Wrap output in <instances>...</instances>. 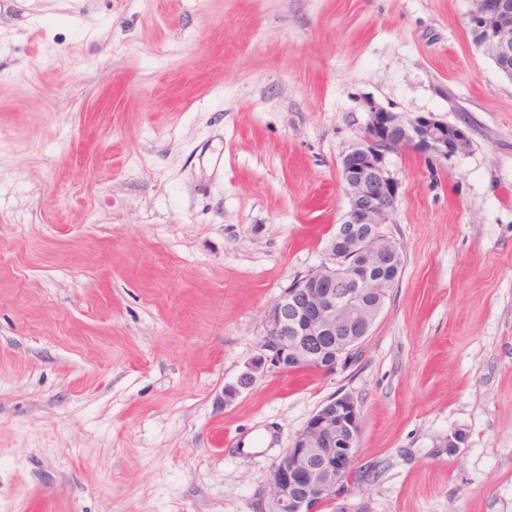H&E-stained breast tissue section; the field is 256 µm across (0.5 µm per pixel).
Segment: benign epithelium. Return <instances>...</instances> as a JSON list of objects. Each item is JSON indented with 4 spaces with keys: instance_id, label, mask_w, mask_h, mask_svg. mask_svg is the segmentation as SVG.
<instances>
[{
    "instance_id": "obj_1",
    "label": "benign epithelium",
    "mask_w": 512,
    "mask_h": 512,
    "mask_svg": "<svg viewBox=\"0 0 512 512\" xmlns=\"http://www.w3.org/2000/svg\"><path fill=\"white\" fill-rule=\"evenodd\" d=\"M467 27L482 36L494 61L512 64V0H474ZM469 145L463 129L432 113L405 118L383 108L370 110L358 142L341 160L348 208L330 240V262L293 280L268 306L257 354L236 382L224 386V403L260 372L332 375L351 364L403 257L400 245L381 231L396 210L400 189L388 156L410 148L446 160ZM360 430L353 397L328 398L273 463L252 512H322L355 471Z\"/></svg>"
}]
</instances>
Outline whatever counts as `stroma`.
Here are the masks:
<instances>
[{
    "mask_svg": "<svg viewBox=\"0 0 512 512\" xmlns=\"http://www.w3.org/2000/svg\"><path fill=\"white\" fill-rule=\"evenodd\" d=\"M472 6L0 0V512H251L337 393L323 512H512V80ZM373 105L470 147L390 155L404 263L356 361L225 401Z\"/></svg>",
    "mask_w": 512,
    "mask_h": 512,
    "instance_id": "35a3bbf8",
    "label": "stroma"
}]
</instances>
